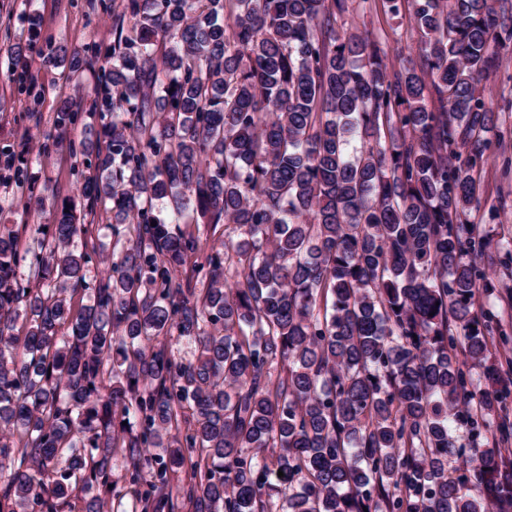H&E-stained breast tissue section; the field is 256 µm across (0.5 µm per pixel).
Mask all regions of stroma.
<instances>
[{"label": "stroma", "mask_w": 512, "mask_h": 512, "mask_svg": "<svg viewBox=\"0 0 512 512\" xmlns=\"http://www.w3.org/2000/svg\"><path fill=\"white\" fill-rule=\"evenodd\" d=\"M31 12L41 17V41L77 46L97 44L104 48L112 45V15L101 10L96 0H0V34H11L10 40L0 38V70L7 67L10 44L27 42V15ZM336 27L372 34L391 58L401 51L417 52L421 41L411 11L391 16L382 0H349V9L337 18ZM37 77L47 92L36 122L30 119L23 98L0 80V146L13 145L18 153L27 144L39 149L44 142L42 133L51 126L61 100L79 103L84 112L91 109L88 91L94 83V71H85L78 81L69 79L58 68L39 70ZM482 85L489 107L498 116L497 131L486 150L480 200L470 209L468 219L490 237V245L477 266L495 278L499 292L489 299L479 298L476 306H493L512 336V260L504 251L505 244L512 241V173L504 171L505 161L512 159V49L501 52L496 71ZM77 169L67 151L49 150L29 168L35 196H46L52 189L61 196L79 198L82 179Z\"/></svg>", "instance_id": "1"}]
</instances>
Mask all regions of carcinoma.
I'll return each mask as SVG.
<instances>
[{
  "mask_svg": "<svg viewBox=\"0 0 512 512\" xmlns=\"http://www.w3.org/2000/svg\"><path fill=\"white\" fill-rule=\"evenodd\" d=\"M384 4L413 7L428 79L337 32L347 0H126L110 50L10 49L33 108V62L99 74L91 111L53 116V146L95 154L83 212L0 228V512L112 510L117 462L130 512L512 508L502 330L474 311L497 286L466 219L512 5ZM1 183L31 197L27 161ZM457 427L492 448L453 477Z\"/></svg>",
  "mask_w": 512,
  "mask_h": 512,
  "instance_id": "carcinoma-1",
  "label": "carcinoma"
}]
</instances>
